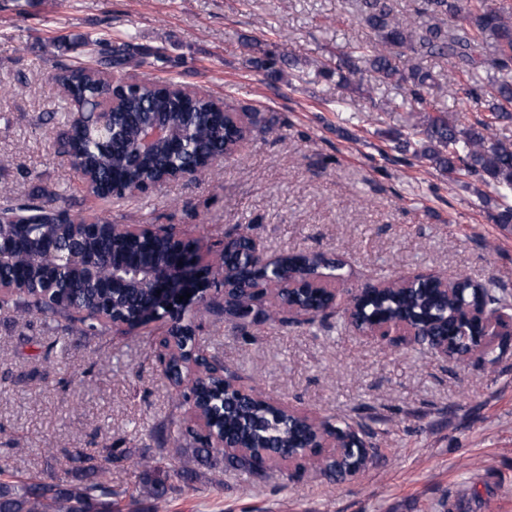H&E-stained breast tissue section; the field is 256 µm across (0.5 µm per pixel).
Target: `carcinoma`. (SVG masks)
<instances>
[{"instance_id":"carcinoma-1","label":"carcinoma","mask_w":512,"mask_h":512,"mask_svg":"<svg viewBox=\"0 0 512 512\" xmlns=\"http://www.w3.org/2000/svg\"><path fill=\"white\" fill-rule=\"evenodd\" d=\"M361 21L370 30L368 39L348 50H338L330 58L316 65L318 77L333 78L350 93L371 95L376 84H395L408 89L411 99L419 106V121L409 134L397 133L391 137L395 149L401 153L429 161L448 176L461 182L476 178L493 189V194H482L487 202H494L496 222L512 224V140H491L490 131L500 124L512 123V7L494 0H417L410 16L395 9V0H357ZM461 18L456 27L444 25V19ZM78 46L94 62L83 65H62L54 79L72 99L85 104V112L92 113L96 98L112 94L105 78L109 72L121 74L132 65H143L146 59L163 55L162 48H143L131 41L109 45L100 39L84 38ZM446 58L454 68L452 82L465 95L461 111H476L483 117L473 123H464L459 114L431 111L426 94L438 86L431 71L413 58ZM495 69L502 77H490L487 86H481L479 71ZM114 112L116 137L108 148L98 144V132L93 122L81 129H63L60 143L78 151L89 179L87 192L98 193L117 177L130 188L138 187L143 171L132 166V151L136 147L143 126L160 119L168 126L172 138L182 129L194 125L197 135L190 151L172 154L168 145H156L157 162L148 177L160 179L176 169L187 167L200 158L220 162L224 155L238 150L249 128L264 132L267 121L255 112L250 127L233 119V109L219 108L210 98L190 96L175 85L151 80L141 82L134 90L115 94ZM62 211L44 198L9 199L0 204V235L23 241L24 249H32L38 239L57 233L55 222ZM83 217L70 219L69 232L60 237V249L67 252L81 246L96 254L103 262L126 252L139 253L145 264L156 267L165 260L169 239L176 235L172 228L162 237L142 240L135 236L112 238L105 234L84 235ZM249 238L240 236L224 250V266L231 271L251 272L252 256ZM281 268L292 273L297 283L291 294H283V303H295L325 319L331 315L332 295L322 284L346 281L340 262L325 263L315 253H287ZM48 274L33 270L24 262L11 267H0V280L16 284L19 289L0 295V308L12 309L22 315L35 316L52 312L66 322V328L81 334L95 333L102 324L100 313L106 310L102 303L104 289L80 278L59 281L45 293ZM435 284L420 281L395 287H372L361 299L354 325L367 330L381 317L409 320L418 331L453 323L462 315L474 293L471 282L461 278L455 283L456 292L441 302L434 291ZM479 300L490 310L506 307L507 301L493 289H482ZM157 300L150 288L137 284L129 288L112 304L116 327L123 324L131 329H145L153 333ZM179 349L187 353L196 347L195 328L190 323H179L168 329ZM164 375L180 383L184 367L180 358L169 352H158ZM182 401L196 410L211 413L215 434L233 441L252 452L258 449L286 450L298 448L314 437L312 425L305 418L292 421L284 417L280 408L259 397L238 398L224 389L217 378H206L180 392ZM329 434L350 439V444L362 443L360 454L374 462L379 455L376 432L365 422L351 424L346 420L323 423ZM183 434L193 438L199 447L194 458H207L220 452L214 437L192 427H162L158 440ZM60 471L19 481H0V512H121L118 497L127 493L112 488L111 469L122 466L124 453L112 450L102 453L94 448H75L64 454ZM228 468L251 475L261 471L252 456L226 454ZM192 473L188 465L170 471L162 457L144 456L129 497L144 494L155 501V510L166 508V495L175 489L169 483L171 476L185 477Z\"/></svg>"}]
</instances>
